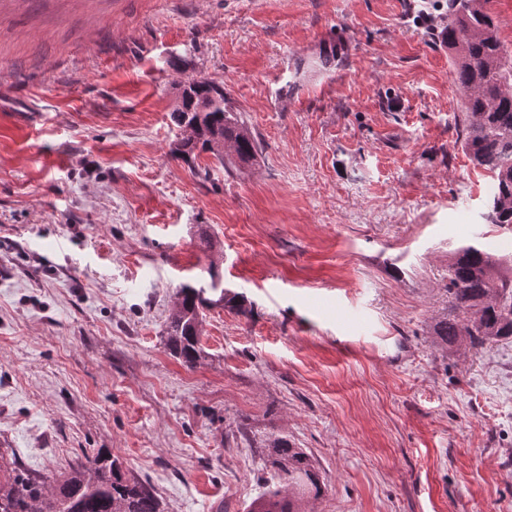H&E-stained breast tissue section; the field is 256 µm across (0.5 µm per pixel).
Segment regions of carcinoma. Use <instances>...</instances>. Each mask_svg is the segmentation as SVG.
Listing matches in <instances>:
<instances>
[{
  "instance_id": "1",
  "label": "carcinoma",
  "mask_w": 512,
  "mask_h": 512,
  "mask_svg": "<svg viewBox=\"0 0 512 512\" xmlns=\"http://www.w3.org/2000/svg\"><path fill=\"white\" fill-rule=\"evenodd\" d=\"M442 28L433 36L448 47L461 91L462 148L491 174L493 190L487 220L512 230V52L498 36L493 0H445ZM179 101L170 120L192 129L177 154L189 161L209 153L220 164L245 166L259 143L241 113L216 81L193 76L178 81ZM210 282L182 285L169 314L165 345L188 368L203 358L200 327L204 311L218 305L242 307L220 288L217 263H209ZM445 291L452 312L436 323L434 334L450 346L482 349L512 338V259L469 245L448 265ZM264 448L281 473L284 489L254 499L248 512H303L321 486L310 458L286 438L265 440ZM154 488L126 476L108 448L83 451L61 478L46 483L19 471L14 454L0 450V512H162Z\"/></svg>"
}]
</instances>
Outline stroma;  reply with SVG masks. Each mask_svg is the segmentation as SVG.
<instances>
[{"label": "stroma", "instance_id": "obj_1", "mask_svg": "<svg viewBox=\"0 0 512 512\" xmlns=\"http://www.w3.org/2000/svg\"><path fill=\"white\" fill-rule=\"evenodd\" d=\"M429 6L0 0V448L22 470L108 448L164 512H247L284 437L319 475L306 512H512V339L432 331L452 251L512 234ZM175 60L223 83L253 164L172 156ZM213 259L244 303L207 311L189 369L165 322Z\"/></svg>", "mask_w": 512, "mask_h": 512}]
</instances>
